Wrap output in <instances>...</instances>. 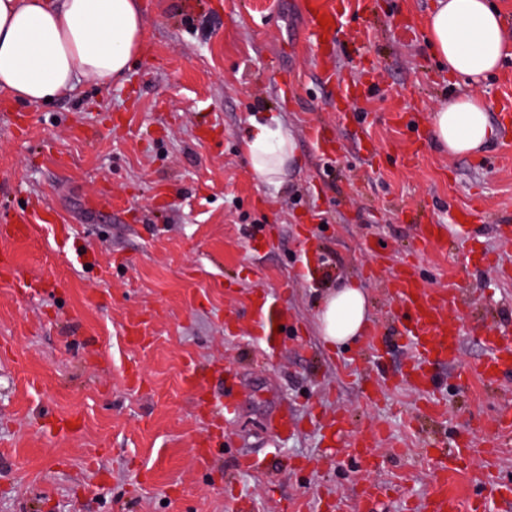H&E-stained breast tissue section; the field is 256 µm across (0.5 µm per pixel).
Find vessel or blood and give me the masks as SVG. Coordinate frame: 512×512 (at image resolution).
Listing matches in <instances>:
<instances>
[{"mask_svg":"<svg viewBox=\"0 0 512 512\" xmlns=\"http://www.w3.org/2000/svg\"><path fill=\"white\" fill-rule=\"evenodd\" d=\"M309 23L315 41H322L327 31L321 28L320 18H328L330 25H338L344 15V0H307ZM444 225L422 224L418 227V239L423 247L446 252L448 241L444 239ZM392 297L399 309L401 337L411 352L414 367L408 376L414 386H422L426 373L434 366L454 360L458 354L460 336L448 313L459 304L457 289L435 290L428 288L415 266L406 265L395 272L390 280ZM253 322L265 338L273 334H287L288 310L272 300L256 305ZM487 357L479 363L474 373L483 380L494 382L512 374V338L493 333L484 337ZM333 436H348L347 448L351 457L362 470L376 467L377 457L371 439L353 435L344 416H337L330 425ZM470 443L456 437L453 443L441 448L436 459L439 470L462 469L467 465ZM471 481L481 487L480 497L464 501L450 495L445 486L433 484L422 506L423 512H485L491 494L506 498L512 496V483L501 476L472 475Z\"/></svg>","mask_w":512,"mask_h":512,"instance_id":"1","label":"vessel or blood"}]
</instances>
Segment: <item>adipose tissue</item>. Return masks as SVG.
I'll return each mask as SVG.
<instances>
[{
	"label": "adipose tissue",
	"mask_w": 512,
	"mask_h": 512,
	"mask_svg": "<svg viewBox=\"0 0 512 512\" xmlns=\"http://www.w3.org/2000/svg\"><path fill=\"white\" fill-rule=\"evenodd\" d=\"M144 37L138 0H0V95L38 104L82 81L110 84L131 69ZM426 41L449 77L473 88L435 107L433 140L450 155L471 154L497 136L475 89L512 55V29L492 0H437ZM245 147L252 173L272 186L296 160L293 137L276 120L253 124ZM317 323L327 348L354 342L368 327L365 289L341 283L320 303Z\"/></svg>",
	"instance_id": "adipose-tissue-1"
}]
</instances>
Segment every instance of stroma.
Returning <instances> with one entry per match:
<instances>
[{
  "label": "stroma",
  "mask_w": 512,
  "mask_h": 512,
  "mask_svg": "<svg viewBox=\"0 0 512 512\" xmlns=\"http://www.w3.org/2000/svg\"><path fill=\"white\" fill-rule=\"evenodd\" d=\"M304 3L140 0L147 37L126 76L37 105L0 96V214L37 201L53 217L25 241L0 227V254L39 282L0 285V512H235L241 490L251 512H357L370 482L384 488L372 512H408L443 477L414 425L436 389L448 410L429 433L469 434L472 468L512 480V443L492 446L502 386L459 381L482 336L512 326V137L473 156L434 145L433 108L469 89L424 42L435 0H347L326 54ZM268 114L299 160L275 188L244 150ZM466 207L468 231L454 224ZM431 223L447 225V253L414 249ZM405 260L461 294L458 356L425 388L405 381L384 288ZM349 278L387 337L377 353L318 334L316 301ZM261 294L293 322L269 358L251 319ZM195 365L207 391L188 382ZM284 407L296 426L278 437ZM339 412L375 437L377 470L327 448ZM245 455L263 470L238 471Z\"/></svg>",
  "instance_id": "stroma-1"
}]
</instances>
